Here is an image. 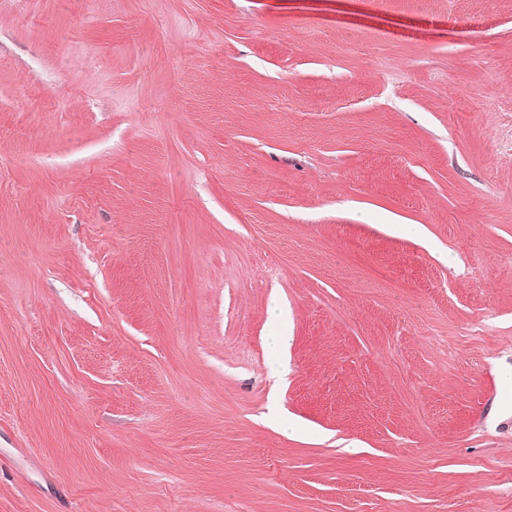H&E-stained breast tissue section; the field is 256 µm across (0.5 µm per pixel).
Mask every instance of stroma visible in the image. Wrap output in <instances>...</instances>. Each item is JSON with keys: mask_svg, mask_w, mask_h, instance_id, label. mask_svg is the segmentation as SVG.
<instances>
[{"mask_svg": "<svg viewBox=\"0 0 512 512\" xmlns=\"http://www.w3.org/2000/svg\"><path fill=\"white\" fill-rule=\"evenodd\" d=\"M335 2L0 0V512H512V0ZM270 322L276 327L272 338L276 350L281 354L288 346V316L285 309L278 303L271 308Z\"/></svg>", "mask_w": 512, "mask_h": 512, "instance_id": "stroma-1", "label": "stroma"}]
</instances>
